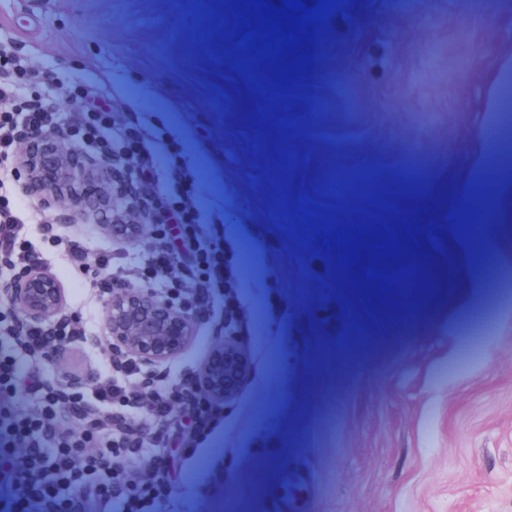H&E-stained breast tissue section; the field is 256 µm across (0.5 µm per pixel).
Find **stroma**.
<instances>
[{
    "mask_svg": "<svg viewBox=\"0 0 512 512\" xmlns=\"http://www.w3.org/2000/svg\"><path fill=\"white\" fill-rule=\"evenodd\" d=\"M236 26L229 0H0L1 47L56 79L95 77L104 100L133 91L200 170L225 250L257 245L238 291L266 316L206 459L162 512H512V125L495 110L512 0H338L285 92ZM490 127L501 152L478 169ZM478 179L489 270L456 230L479 221L464 203ZM41 217L111 244L91 217ZM344 227L359 231L346 266L318 235ZM105 331L100 297L97 349L48 368H103Z\"/></svg>",
    "mask_w": 512,
    "mask_h": 512,
    "instance_id": "1",
    "label": "stroma"
}]
</instances>
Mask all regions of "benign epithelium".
<instances>
[{
	"instance_id": "1",
	"label": "benign epithelium",
	"mask_w": 512,
	"mask_h": 512,
	"mask_svg": "<svg viewBox=\"0 0 512 512\" xmlns=\"http://www.w3.org/2000/svg\"><path fill=\"white\" fill-rule=\"evenodd\" d=\"M23 192L44 209L68 207L79 216L112 213L107 188L111 164L95 162L59 134H34L20 148L13 163ZM100 186L89 199L84 187ZM110 239H137V224H103ZM9 301L25 321H51L67 310V291L46 265H34L16 277ZM107 342L146 366L165 364L188 351L198 335L194 316L163 300L147 286L116 288L106 300ZM240 347L235 337L212 352L207 377L220 396L233 392L241 375Z\"/></svg>"
}]
</instances>
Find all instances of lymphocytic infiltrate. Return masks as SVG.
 Instances as JSON below:
<instances>
[{
	"label": "lymphocytic infiltrate",
	"mask_w": 512,
	"mask_h": 512,
	"mask_svg": "<svg viewBox=\"0 0 512 512\" xmlns=\"http://www.w3.org/2000/svg\"><path fill=\"white\" fill-rule=\"evenodd\" d=\"M29 74L0 48V278L44 262L31 242L37 235L75 273L95 272L97 296L121 282L144 284L199 325L246 335L224 230L206 224L175 146L123 103L98 105V91L86 84L50 83L30 93ZM60 95L83 103L76 119H65ZM58 130L111 160L112 221L147 225L141 249L91 251L26 212L6 165L27 134ZM91 320L84 312L25 322L0 305V463L14 490L10 512H161L175 484L173 459L194 461L220 415L206 376L192 368L159 374L117 352L100 378L76 382L48 370L49 354L84 342ZM21 396L34 411L18 410Z\"/></svg>",
	"instance_id": "f902f5d3"
}]
</instances>
